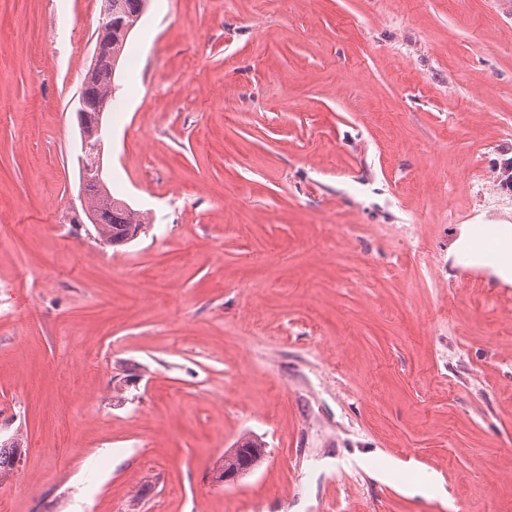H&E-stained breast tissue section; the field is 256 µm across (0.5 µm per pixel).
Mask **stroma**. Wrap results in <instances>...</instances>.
<instances>
[{"label": "stroma", "instance_id": "35a3bbf8", "mask_svg": "<svg viewBox=\"0 0 512 512\" xmlns=\"http://www.w3.org/2000/svg\"><path fill=\"white\" fill-rule=\"evenodd\" d=\"M102 13L0 0V512H512V290L454 252L512 225V0H151L117 248L72 221Z\"/></svg>", "mask_w": 512, "mask_h": 512}]
</instances>
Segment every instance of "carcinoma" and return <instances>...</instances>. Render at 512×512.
I'll return each instance as SVG.
<instances>
[{
    "instance_id": "cac0c4a2",
    "label": "carcinoma",
    "mask_w": 512,
    "mask_h": 512,
    "mask_svg": "<svg viewBox=\"0 0 512 512\" xmlns=\"http://www.w3.org/2000/svg\"><path fill=\"white\" fill-rule=\"evenodd\" d=\"M112 12V33L103 45L95 66L84 77L79 94V108L91 118L83 128L91 134L99 114L112 107V87L119 62L131 57L130 37L141 20L149 0H104ZM84 214L94 217L91 226L97 238L110 246L126 245L145 233L143 213L112 196L105 180L80 175ZM21 456L16 441L0 443V475L14 469Z\"/></svg>"
}]
</instances>
